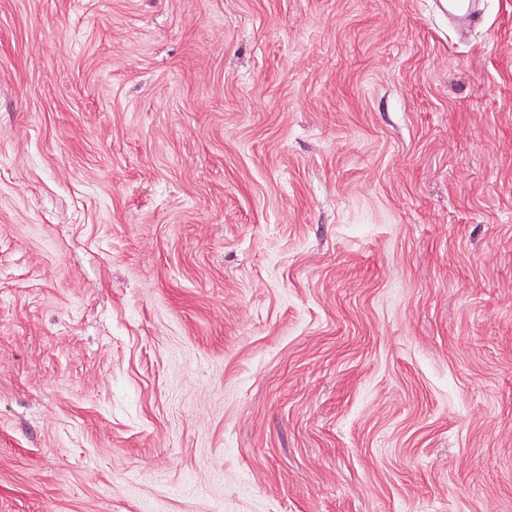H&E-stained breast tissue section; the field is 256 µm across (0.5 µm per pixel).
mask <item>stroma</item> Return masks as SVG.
I'll return each mask as SVG.
<instances>
[{"instance_id":"35a3bbf8","label":"stroma","mask_w":512,"mask_h":512,"mask_svg":"<svg viewBox=\"0 0 512 512\" xmlns=\"http://www.w3.org/2000/svg\"><path fill=\"white\" fill-rule=\"evenodd\" d=\"M0 512H512V0H0ZM448 19L464 21L470 25L481 19L483 0H448L444 3Z\"/></svg>"}]
</instances>
